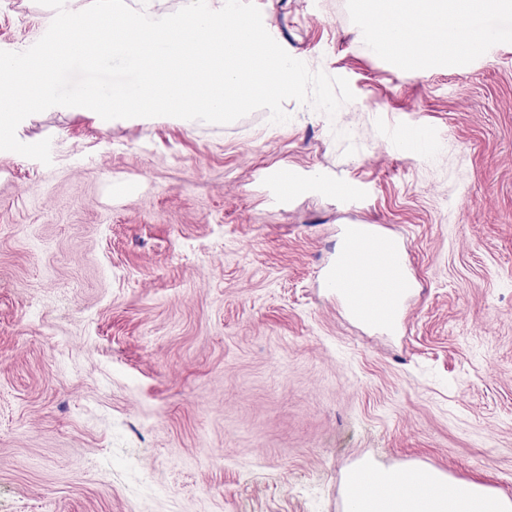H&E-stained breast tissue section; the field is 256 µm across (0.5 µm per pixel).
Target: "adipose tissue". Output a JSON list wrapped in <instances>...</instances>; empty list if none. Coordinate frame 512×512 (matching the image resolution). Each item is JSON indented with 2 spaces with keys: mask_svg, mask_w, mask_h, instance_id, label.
<instances>
[{
  "mask_svg": "<svg viewBox=\"0 0 512 512\" xmlns=\"http://www.w3.org/2000/svg\"><path fill=\"white\" fill-rule=\"evenodd\" d=\"M411 477L408 470H380L377 478L390 486V493L378 497L370 487H361L352 512H512V498L477 482L448 481L441 472L433 476V492L409 495L402 486Z\"/></svg>",
  "mask_w": 512,
  "mask_h": 512,
  "instance_id": "adipose-tissue-1",
  "label": "adipose tissue"
}]
</instances>
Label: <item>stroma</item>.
Segmentation results:
<instances>
[{
    "instance_id": "35a3bbf8",
    "label": "stroma",
    "mask_w": 512,
    "mask_h": 512,
    "mask_svg": "<svg viewBox=\"0 0 512 512\" xmlns=\"http://www.w3.org/2000/svg\"><path fill=\"white\" fill-rule=\"evenodd\" d=\"M255 2L291 56L348 80L335 118L47 110L21 138H51V165L0 151V512H342L357 460L512 498V10L449 14L469 47L421 64L358 0ZM478 14L505 46L482 48ZM53 16L0 0V45ZM415 121L422 155L382 150ZM355 224L402 241L406 325L321 287Z\"/></svg>"
}]
</instances>
